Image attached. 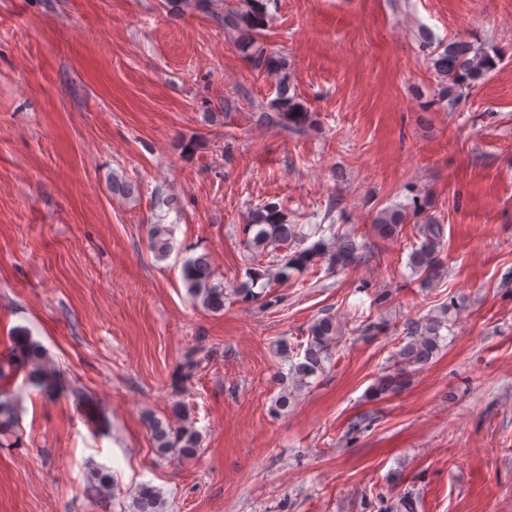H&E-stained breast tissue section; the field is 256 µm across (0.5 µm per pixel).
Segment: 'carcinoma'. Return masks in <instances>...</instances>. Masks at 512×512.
Listing matches in <instances>:
<instances>
[{
  "instance_id": "1",
  "label": "carcinoma",
  "mask_w": 512,
  "mask_h": 512,
  "mask_svg": "<svg viewBox=\"0 0 512 512\" xmlns=\"http://www.w3.org/2000/svg\"><path fill=\"white\" fill-rule=\"evenodd\" d=\"M196 5L214 13L224 24V29L237 35V48L251 68L275 75L276 97L270 102L268 110L256 113V121L277 128L300 129L312 124V112L297 95L291 93L294 84L287 58L268 51L259 40L269 19L265 0H243L242 6L230 9L224 8V0H196ZM430 64L439 78V101L447 102L451 108L463 89L485 79L496 68L498 58L469 40H458L439 45L430 57ZM406 221V209L394 207L380 211L374 224L381 238L393 239L399 235ZM244 231L247 234L245 246L250 253L248 281L233 289V294L242 302L259 297L254 288L264 289L270 285V270L261 265V257L266 251H275L281 246L293 250L280 263L277 272L279 279L286 280L288 270L307 266L324 249L322 240L309 248H300L304 241L300 227L288 223L287 213L276 202H268L253 210ZM418 236L421 243L410 253L409 265L414 274L429 283L445 271L439 257L442 225L427 217L418 227ZM148 248L156 259H166L174 248L172 228L165 224L152 225ZM362 249L363 245L357 243L355 237H340L334 243L331 261L337 265H347L358 257ZM182 278L191 300L212 313L224 310V284L215 280L208 254L201 253L186 260ZM444 327H448L446 321L430 316L407 324L404 341L393 356L392 368L376 378L371 386L372 395L377 398L402 390L408 382V368L424 366L438 353ZM337 335L336 320L330 315L312 323L303 356L289 370L294 384H303L305 379L323 369ZM12 343L11 358L0 365V434L12 431L17 424L18 399L12 394L11 388L4 387L13 373L24 372L28 385L45 392L51 390L53 376V363L47 350L28 331L16 330ZM173 414V422L155 417L148 419L155 451L160 455L176 453L185 458L198 455L202 445L201 433L180 406H174ZM89 482L93 487L108 491L112 488V475L105 468H94L90 471ZM161 504V494L156 487L140 485L135 496L136 512H160Z\"/></svg>"
}]
</instances>
